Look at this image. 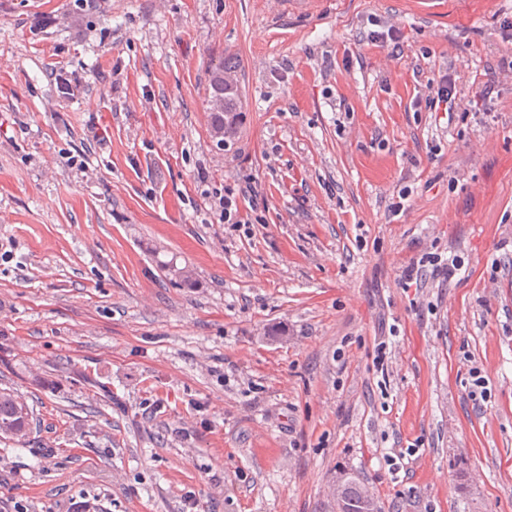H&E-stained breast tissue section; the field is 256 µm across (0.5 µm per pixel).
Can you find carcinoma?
Here are the masks:
<instances>
[{
  "label": "carcinoma",
  "mask_w": 512,
  "mask_h": 512,
  "mask_svg": "<svg viewBox=\"0 0 512 512\" xmlns=\"http://www.w3.org/2000/svg\"><path fill=\"white\" fill-rule=\"evenodd\" d=\"M238 61L226 56L208 65L209 93L211 102L210 136L219 145H224V135L235 132L241 109L235 83L224 81L223 71L237 72ZM30 413L27 406L9 390L0 391V436L18 438L25 435ZM337 512H381V506L364 481L346 473L336 488Z\"/></svg>",
  "instance_id": "obj_1"
}]
</instances>
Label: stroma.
<instances>
[{
	"instance_id": "obj_1",
	"label": "stroma",
	"mask_w": 512,
	"mask_h": 512,
	"mask_svg": "<svg viewBox=\"0 0 512 512\" xmlns=\"http://www.w3.org/2000/svg\"><path fill=\"white\" fill-rule=\"evenodd\" d=\"M507 19L512 0H0V388L33 412L0 439V506L334 512L349 471L382 512H512ZM224 53L242 112L219 147ZM450 60L458 108L417 106ZM248 179L260 223H225ZM427 252L458 274L405 287ZM219 65L235 74L239 64L235 57L228 55L218 63L211 62L208 65L211 102L210 136L217 145L224 146V135L235 133L238 114L241 112V102L235 92L236 84L224 82L223 71Z\"/></svg>"
}]
</instances>
